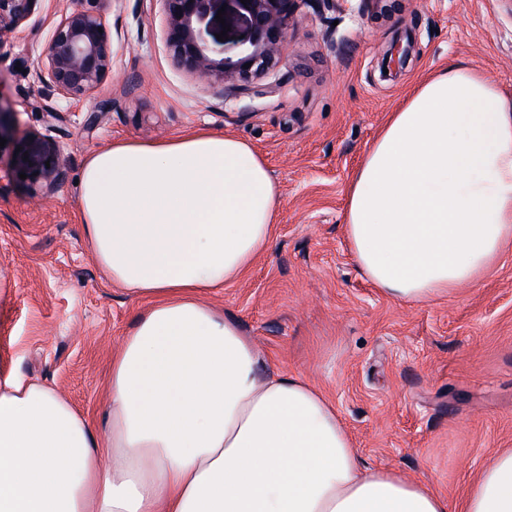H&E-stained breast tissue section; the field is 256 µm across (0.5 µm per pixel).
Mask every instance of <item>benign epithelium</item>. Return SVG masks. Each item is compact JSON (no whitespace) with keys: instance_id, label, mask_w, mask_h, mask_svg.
Returning <instances> with one entry per match:
<instances>
[{"instance_id":"7a95c632","label":"benign epithelium","mask_w":512,"mask_h":512,"mask_svg":"<svg viewBox=\"0 0 512 512\" xmlns=\"http://www.w3.org/2000/svg\"><path fill=\"white\" fill-rule=\"evenodd\" d=\"M234 6L236 23L244 38L238 41L236 58L225 56L223 31L215 16L226 2ZM40 0H0V33L17 29ZM167 38L177 64L199 81L244 87L259 79L279 60L283 45L297 36L293 23L301 0H164ZM112 0H76L55 24L44 60L38 66L42 96L50 117L65 115L49 105L55 98L77 103L97 89L112 66L113 43L104 17ZM0 137L7 140V164L25 182L52 188L66 172L60 146L31 132L13 136L12 114L0 107Z\"/></svg>"}]
</instances>
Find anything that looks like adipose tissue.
<instances>
[{"label": "adipose tissue", "mask_w": 512, "mask_h": 512, "mask_svg": "<svg viewBox=\"0 0 512 512\" xmlns=\"http://www.w3.org/2000/svg\"><path fill=\"white\" fill-rule=\"evenodd\" d=\"M280 187L237 137L118 140L81 176L86 244L146 300L112 355L103 432L54 389L0 375V512H512V448L453 503L366 469L335 406L263 369L207 294L275 237ZM345 234L377 290L424 303L512 242V98L459 63L425 76L353 171Z\"/></svg>", "instance_id": "1"}]
</instances>
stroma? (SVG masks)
I'll return each mask as SVG.
<instances>
[{"label": "stroma", "instance_id": "1", "mask_svg": "<svg viewBox=\"0 0 512 512\" xmlns=\"http://www.w3.org/2000/svg\"><path fill=\"white\" fill-rule=\"evenodd\" d=\"M69 4L42 0L0 35V105L15 134L48 135L67 159L49 193L0 159V371L53 387L101 423L112 354L144 303L113 285L85 242L84 161L115 140L227 133L266 158L281 201L271 249L211 302L239 322L267 369L325 394L368 466L461 499L486 461L512 448V246L455 294L395 301L350 251L346 185L424 73L462 62L512 94V0H381L340 14L301 0L296 39L250 91L202 84L175 65L163 0H115L105 16L112 68L79 105V121L58 122L36 71L55 8ZM406 40L409 59L385 76L383 58ZM103 99L111 111L86 128Z\"/></svg>", "mask_w": 512, "mask_h": 512}]
</instances>
